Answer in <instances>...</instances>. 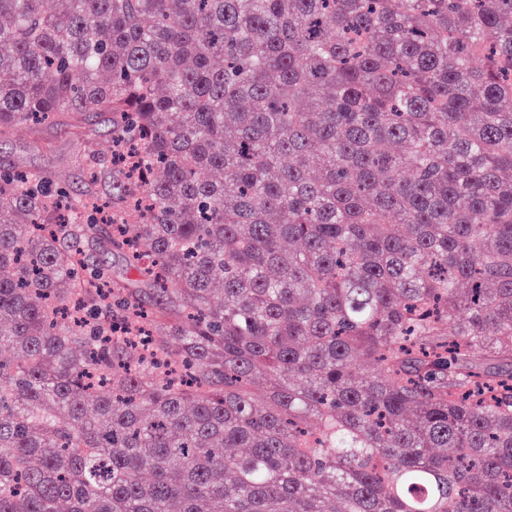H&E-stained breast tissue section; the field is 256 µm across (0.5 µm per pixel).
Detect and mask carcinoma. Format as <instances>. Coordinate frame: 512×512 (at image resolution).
<instances>
[{"instance_id":"carcinoma-1","label":"carcinoma","mask_w":512,"mask_h":512,"mask_svg":"<svg viewBox=\"0 0 512 512\" xmlns=\"http://www.w3.org/2000/svg\"><path fill=\"white\" fill-rule=\"evenodd\" d=\"M92 116L105 236L0 165V512H512V0H0V138Z\"/></svg>"}]
</instances>
